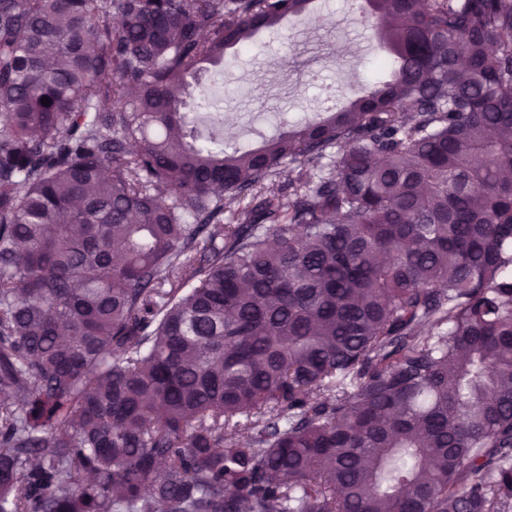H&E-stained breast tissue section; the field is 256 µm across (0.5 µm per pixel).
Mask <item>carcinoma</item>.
<instances>
[{"label": "carcinoma", "instance_id": "cac0c4a2", "mask_svg": "<svg viewBox=\"0 0 512 512\" xmlns=\"http://www.w3.org/2000/svg\"><path fill=\"white\" fill-rule=\"evenodd\" d=\"M310 3L0 0V512L512 505V0H365L388 79L200 140Z\"/></svg>", "mask_w": 512, "mask_h": 512}]
</instances>
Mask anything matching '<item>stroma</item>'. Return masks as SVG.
Returning a JSON list of instances; mask_svg holds the SVG:
<instances>
[{"label":"stroma","mask_w":512,"mask_h":512,"mask_svg":"<svg viewBox=\"0 0 512 512\" xmlns=\"http://www.w3.org/2000/svg\"><path fill=\"white\" fill-rule=\"evenodd\" d=\"M361 17L357 0H313L308 19L289 18L278 34L227 52L219 75L203 71L202 83L220 90L228 116L225 147L261 146L377 81L384 51Z\"/></svg>","instance_id":"1"}]
</instances>
